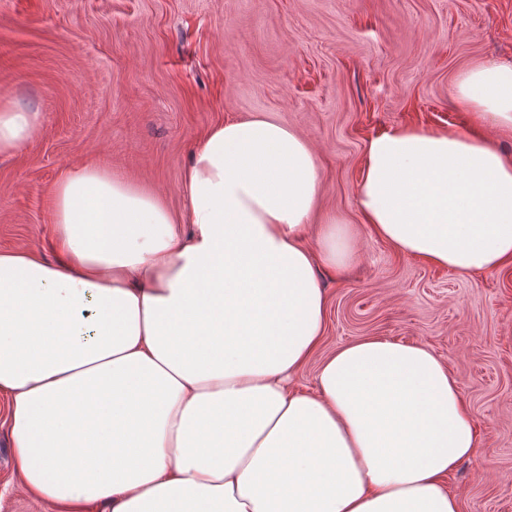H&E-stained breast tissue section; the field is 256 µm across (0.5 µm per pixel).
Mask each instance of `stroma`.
Segmentation results:
<instances>
[{
    "instance_id": "obj_1",
    "label": "stroma",
    "mask_w": 512,
    "mask_h": 512,
    "mask_svg": "<svg viewBox=\"0 0 512 512\" xmlns=\"http://www.w3.org/2000/svg\"><path fill=\"white\" fill-rule=\"evenodd\" d=\"M483 59L512 61V0H0V95L40 115L0 154V252H54L51 192L93 164L183 212L194 140L264 112L321 164L314 223L353 237L346 274L319 266L324 341L297 378L367 337L428 346L458 380L479 447L446 483L461 512H512V272L462 275L399 254L363 224L354 191L367 140L389 128L455 129L451 99ZM0 512H64L22 488L0 394Z\"/></svg>"
}]
</instances>
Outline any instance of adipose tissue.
Instances as JSON below:
<instances>
[{"instance_id": "obj_1", "label": "adipose tissue", "mask_w": 512, "mask_h": 512, "mask_svg": "<svg viewBox=\"0 0 512 512\" xmlns=\"http://www.w3.org/2000/svg\"><path fill=\"white\" fill-rule=\"evenodd\" d=\"M475 123L402 126L365 144L364 223L400 253L463 274L512 266V63L464 70ZM38 113L0 97V153ZM317 156L267 116L220 123L184 169V215L94 165L52 192L55 259L0 253V393L31 496L104 512H461L445 479L478 434L429 347L368 337L296 378L326 329L319 265L353 259L313 223ZM190 232H183V224ZM315 237L316 248L306 244Z\"/></svg>"}]
</instances>
